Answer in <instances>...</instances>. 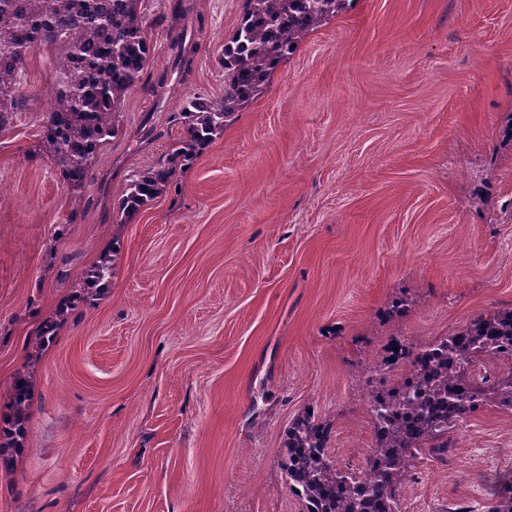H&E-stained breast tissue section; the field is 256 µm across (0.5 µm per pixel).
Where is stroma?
I'll list each match as a JSON object with an SVG mask.
<instances>
[{"mask_svg": "<svg viewBox=\"0 0 512 512\" xmlns=\"http://www.w3.org/2000/svg\"><path fill=\"white\" fill-rule=\"evenodd\" d=\"M173 2L146 0L151 57L86 201L41 147L48 51L0 131V410L17 376L33 393L0 512H301L279 466L294 415L313 406L336 465L359 468L362 376L389 339L512 307V0H355L121 224L132 176L180 136L168 114L224 93L242 0H203L183 75ZM114 240L109 287L78 292ZM405 292L408 316L381 321ZM448 440L446 459L419 454L402 512H489L512 488V411L484 407ZM169 50L171 51L175 68L180 70L189 69L192 62V53H194V48H192V45L188 46L186 44L184 31L171 39Z\"/></svg>", "mask_w": 512, "mask_h": 512, "instance_id": "stroma-1", "label": "stroma"}]
</instances>
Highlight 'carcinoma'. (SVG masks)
I'll use <instances>...</instances> for the list:
<instances>
[{
    "label": "carcinoma",
    "mask_w": 512,
    "mask_h": 512,
    "mask_svg": "<svg viewBox=\"0 0 512 512\" xmlns=\"http://www.w3.org/2000/svg\"><path fill=\"white\" fill-rule=\"evenodd\" d=\"M145 0H24L23 9L0 7V130L24 106L21 76L31 53L46 49L54 80L48 90L52 110L44 113L41 144L55 163L74 201L95 180L94 159L117 136L115 112L139 80L150 57ZM349 0H242L240 20L224 41V95L180 100L168 119L181 128L178 141L155 163L135 174L113 207L125 224L176 182L196 156L234 115L262 95L271 74L314 30L346 8ZM175 68L187 69L194 48L185 33L171 39ZM120 253L93 267L85 288L111 282ZM412 302L393 299L383 310L393 322L406 316ZM512 347V308L481 313L465 326L429 344H408L405 368L384 361L365 380L374 443L359 470L342 469L328 453L333 423L308 406L285 430L280 470L301 502L302 512H401L403 490L423 450L448 455V430L485 405L512 411V371L493 382L472 376L476 358L493 357L490 346ZM31 393L15 381L7 406L13 431L0 441V466L13 465L26 435Z\"/></svg>",
    "instance_id": "1"
}]
</instances>
